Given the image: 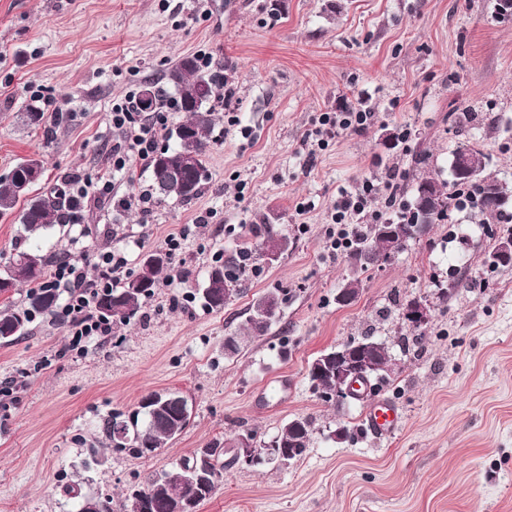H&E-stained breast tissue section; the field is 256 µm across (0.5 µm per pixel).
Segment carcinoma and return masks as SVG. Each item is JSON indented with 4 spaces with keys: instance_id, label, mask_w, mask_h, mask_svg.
<instances>
[{
    "instance_id": "1",
    "label": "carcinoma",
    "mask_w": 512,
    "mask_h": 512,
    "mask_svg": "<svg viewBox=\"0 0 512 512\" xmlns=\"http://www.w3.org/2000/svg\"><path fill=\"white\" fill-rule=\"evenodd\" d=\"M167 84L171 85L178 94L177 107L186 113V118L179 122L171 136L175 139L172 147L158 152L150 160L151 191L157 199L167 198L188 203L195 199L208 179L206 159L210 150V133L215 116L210 103L214 100L230 98L232 89L227 87L224 78V65L219 64L211 69L201 64L196 57L186 56L180 59L166 73ZM143 89L151 92L148 105H143L142 97H137V109L140 112H156L164 102L163 91L149 83ZM184 153L194 156L195 166L172 176L160 169L159 157L176 158ZM467 156L480 170V178H462L456 171L455 160ZM489 165V155L478 144L469 140L459 143L452 153L449 164L448 183L438 184L435 178L426 176L416 181L412 187V200L397 202L396 195L389 197V207H398L395 216L382 220L394 240L399 245L415 237L416 225L439 224L448 218L451 205V193L447 187H464L476 193V206L484 216L494 217L501 214L505 208L512 206V188L486 173ZM43 164L38 157H31L16 165L10 173L0 178V214L12 211L22 199L26 200L19 216V223L25 237L40 236L48 232L56 224L70 223L82 216L85 205L81 198L74 194L66 182L57 184L47 192L32 197L30 189L42 175ZM500 197V202L487 205L483 198L488 193ZM288 249V240L273 229H267L262 242L263 252L279 254ZM26 256L30 260L28 274L23 279L14 275V265L17 258ZM394 257L389 252L386 240L378 235V225L368 224L362 228L352 250L350 258L355 267L365 271L368 265L379 260L388 261ZM49 259L37 249H22L16 251L0 275V293L9 292L19 285H28L23 303L19 306L8 307L0 311V341L8 343L25 334L29 323L38 316L52 315L58 301V293L51 288H41L39 283L44 276V270ZM168 264V256L164 255L154 265L145 260L139 271L129 276L121 286L103 295L96 303L97 316L109 319L118 318L125 322L135 317L155 291L159 275ZM246 268L243 254L237 253L228 257L224 262L215 265L208 274L204 285L203 299L211 310H221L230 298L231 293H240L242 287V272ZM272 298L283 304L286 298L280 297L279 291H274L258 298L251 307L247 322V330L255 334H263L279 322L280 310L268 313L259 321L256 311L265 298ZM361 355L367 359V367L363 372L369 383L376 391L393 384L391 375L383 373L382 366L391 361L390 347L383 341L370 336L361 339ZM336 350L325 351L315 358L309 370V379L313 386L325 388L336 382ZM181 397L177 392L162 396L155 404L151 413L133 412L122 421L112 420L107 424V432L112 443L118 448H126L134 455H141L143 448H163L169 440L180 434L189 424L191 412L182 409L175 399ZM314 432L313 421L308 417H297L284 424L272 441L279 449L293 451V461L298 462L305 456ZM210 451L204 461V471L207 483L200 486L196 482V472L199 469L198 457L201 451L180 461L173 470L162 473L149 486L133 491L135 495L144 496L156 503V512H170V490L182 486L187 495L194 499L196 506H201L210 500L219 489L224 469V447L219 442L208 444Z\"/></svg>"
}]
</instances>
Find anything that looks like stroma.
<instances>
[{
	"instance_id": "stroma-1",
	"label": "stroma",
	"mask_w": 512,
	"mask_h": 512,
	"mask_svg": "<svg viewBox=\"0 0 512 512\" xmlns=\"http://www.w3.org/2000/svg\"><path fill=\"white\" fill-rule=\"evenodd\" d=\"M201 50L229 66L236 95L216 105L198 197L125 207L150 185L148 164L136 163L114 176L111 198L89 197L81 221L31 241L52 260L82 256L90 275L100 251L120 248L135 273L179 233L169 267L187 280L158 286L135 318L83 353L67 351L57 314L0 344V383L15 387L0 400V512H78L69 485L125 512L129 489L212 440L243 426L263 443L297 417L315 427L301 461L225 467L200 512H512V267L484 263L512 226L453 209L361 273L346 305L336 297L355 267L324 249L340 191L373 183L370 208L389 217L386 183L447 179L462 140L456 109L491 154L489 174L512 185V16L498 15L495 0H282L276 10L270 0H0V177L35 154L44 162L37 194L104 173L113 101ZM361 99L374 120L307 159L320 113ZM34 102L38 128L24 118ZM205 213L208 224H197ZM268 224L287 251L252 260L223 310L205 307L216 258L259 250ZM454 275L461 285L441 297ZM272 288L288 293L279 323L225 354V335ZM414 298L431 306L418 329L402 317ZM366 334L392 348L396 387L384 396L401 421L387 437L366 430L365 402L324 401L308 379L321 352ZM402 336L415 347L400 349ZM161 390L188 398L185 430L149 456L113 447L108 421ZM342 426L351 438L335 437ZM94 451L101 464L84 468Z\"/></svg>"
}]
</instances>
